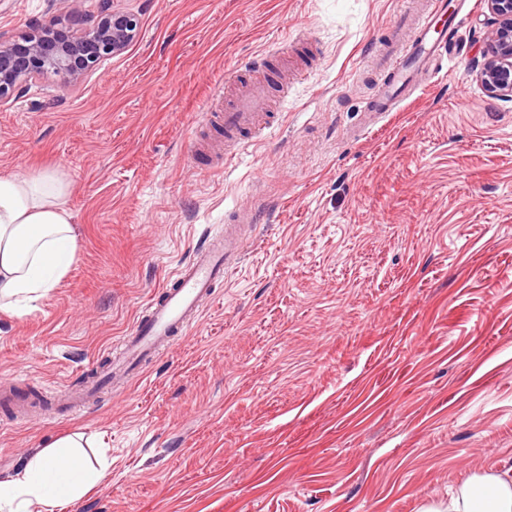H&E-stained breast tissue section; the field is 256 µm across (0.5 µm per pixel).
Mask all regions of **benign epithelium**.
<instances>
[{"mask_svg":"<svg viewBox=\"0 0 512 512\" xmlns=\"http://www.w3.org/2000/svg\"><path fill=\"white\" fill-rule=\"evenodd\" d=\"M489 34L480 78L499 96L512 98V0H484ZM65 16L32 33L0 32V106L30 80L58 76L76 83L103 60L123 50L137 35L136 14L101 0V17L84 27L83 0H63Z\"/></svg>","mask_w":512,"mask_h":512,"instance_id":"obj_1","label":"benign epithelium"}]
</instances>
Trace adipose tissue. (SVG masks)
I'll return each instance as SVG.
<instances>
[{
    "instance_id": "adipose-tissue-1",
    "label": "adipose tissue",
    "mask_w": 512,
    "mask_h": 512,
    "mask_svg": "<svg viewBox=\"0 0 512 512\" xmlns=\"http://www.w3.org/2000/svg\"><path fill=\"white\" fill-rule=\"evenodd\" d=\"M67 183L56 172L0 176V311L45 300L77 260L78 232L66 208ZM80 435L51 442L13 478L0 481V512H53L106 479L110 463L79 454ZM423 512H512V480L493 473L468 477L444 506Z\"/></svg>"
}]
</instances>
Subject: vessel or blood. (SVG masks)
Instances as JSON below:
<instances>
[{
  "mask_svg": "<svg viewBox=\"0 0 512 512\" xmlns=\"http://www.w3.org/2000/svg\"><path fill=\"white\" fill-rule=\"evenodd\" d=\"M471 6V0H458L452 9L445 0H431L427 12L412 20L410 37H402L397 29L391 32L376 55L380 67L375 91L361 107L369 121L376 123L399 111L406 99L442 69L448 44L457 39L465 11ZM272 82L269 75L259 80L233 79L235 99L223 114L224 159L234 158L243 133L258 135L266 129ZM242 248V240L227 231L210 237L192 259L180 263L159 297L147 305L123 336L113 369L100 371L95 381L65 400V408L76 411L80 404L94 399L112 373L133 375L168 351L195 322L212 288L223 281L229 263Z\"/></svg>",
  "mask_w": 512,
  "mask_h": 512,
  "instance_id": "obj_1",
  "label": "vessel or blood"
}]
</instances>
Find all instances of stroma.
<instances>
[{
	"instance_id": "stroma-1",
	"label": "stroma",
	"mask_w": 512,
	"mask_h": 512,
	"mask_svg": "<svg viewBox=\"0 0 512 512\" xmlns=\"http://www.w3.org/2000/svg\"><path fill=\"white\" fill-rule=\"evenodd\" d=\"M136 38L0 109V175L57 170L79 258L0 312V382L65 399L224 216H263L187 334L74 416L0 409V481L54 439L109 450L55 512H422L512 474V100L478 77L477 0L452 60L364 126L372 49L413 0H126ZM62 9L0 0L20 35ZM297 42L313 68L225 166L194 149L227 78Z\"/></svg>"
}]
</instances>
